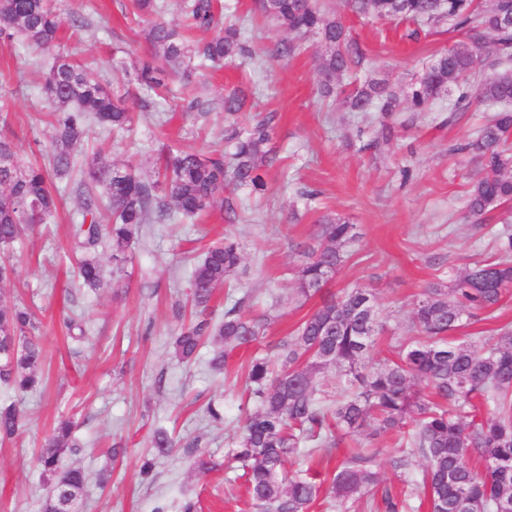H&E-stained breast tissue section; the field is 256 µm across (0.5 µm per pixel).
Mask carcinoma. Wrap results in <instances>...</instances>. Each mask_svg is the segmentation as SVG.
Listing matches in <instances>:
<instances>
[{"label": "carcinoma", "instance_id": "1", "mask_svg": "<svg viewBox=\"0 0 512 512\" xmlns=\"http://www.w3.org/2000/svg\"><path fill=\"white\" fill-rule=\"evenodd\" d=\"M132 12L148 21L146 40L151 54L141 63L140 81L165 97L171 93L167 73L187 88L195 66L232 62L245 52L241 27L217 17L215 0H181L180 25L158 19L160 0H130ZM358 17L375 22L398 20L414 29L411 35L443 23L465 31L463 42L435 53L423 72L397 92L385 78L363 82L354 75L366 52L352 39L342 18L317 0H257L261 15L277 28L313 39L318 49L320 93L343 100L347 111L367 120L381 118L378 136L367 148L381 152L393 135L387 120L402 118L408 126L415 114L436 100L452 97L448 124L459 121L476 100L494 107L477 134L452 153H465L476 170L468 182L466 218L482 224L499 206L512 204V0H346ZM66 25L57 0H0V42L21 37L51 61L43 70L40 92L52 105L48 113L53 152L49 164L20 165L9 133L8 108L0 106V249L9 250L35 224L48 223L57 212L60 187L53 182L80 170L84 189L82 220L74 225L84 251L79 265L80 287L93 292L118 288L125 275L129 250L143 226L164 221L193 220L220 201L228 216L236 214L233 193L267 190L266 170L278 163L270 146L276 114L268 112L250 126L239 117L248 95L235 89L224 95V156L171 146L145 178L132 164L117 166L96 153L77 165L81 142L92 125L114 131L131 128L133 112L124 96L90 78L87 68L65 51L60 31ZM213 31L204 42L188 33ZM492 76L481 75L484 68ZM186 112L200 116L213 102L187 91L180 97ZM313 243L301 246L296 294L307 300L321 295L320 306L305 316L292 335L277 345L276 363L256 356L248 370L256 411L245 416L232 459L242 464L253 512H310L321 486L302 476L284 473L287 457L318 448L327 453L346 437L375 439L399 434V449L391 465L405 479L401 497L384 492L385 512H406L421 495L431 512H512V326L491 336L451 334L464 327L463 318L494 312L512 292V229L500 235L497 256L480 259L457 273L451 284L435 282L414 300L409 326L393 345V357L373 362L377 336L385 329L372 293L346 288L324 294L328 272L346 263L354 242V226L338 215L316 221ZM106 244L110 274L96 257ZM242 262L238 242L229 233L209 246L191 276L195 316L173 340V352L192 361L207 343L213 345L209 364L222 370L230 352L262 338L267 317L243 314V299L224 309L218 323L206 317L216 289L224 287ZM34 312L16 304L0 305V384L17 395L38 390L43 381V347L34 335ZM333 374L342 384L339 399L330 402L320 379ZM15 401L0 403V439L10 440L21 426ZM75 424L61 420L39 457L51 494L42 512H80L87 475L64 464L76 452ZM156 456L176 447L174 438L157 429L150 440ZM359 450L331 481L325 499L343 507L365 501L373 508L378 484L379 450L356 442ZM424 464L412 469L413 458Z\"/></svg>", "mask_w": 512, "mask_h": 512}]
</instances>
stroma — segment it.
<instances>
[{
    "label": "stroma",
    "instance_id": "obj_1",
    "mask_svg": "<svg viewBox=\"0 0 512 512\" xmlns=\"http://www.w3.org/2000/svg\"><path fill=\"white\" fill-rule=\"evenodd\" d=\"M220 2L244 17L248 51L235 63L202 72L199 86L216 101L232 89L255 88L254 107L242 124L257 113H277L271 145L280 160L267 172L268 190L261 196L239 190L231 224L217 204L194 221L146 225L115 292L78 287L73 226L81 220L82 201L75 191L63 193L51 223L0 253V262L15 268L0 302L33 309L46 378L43 389L18 397L24 426L14 440L0 443V512H42L48 488L38 457L62 417L76 422L80 443L68 463L91 476L104 468L111 472L107 487L88 482L82 512H181L189 499L200 512H251L241 470L231 458L242 420L255 409L248 365L254 356L274 355L277 344L321 303L317 296L302 302L293 297L297 246L310 241L315 220L337 214L356 226L350 258L328 289L373 290L387 328L376 346L378 363L388 358L391 337L402 335L422 287L449 282L474 260L497 254L499 233L512 227V210L493 211L481 225L463 219L471 166L467 156L449 153L448 145L474 134L487 117L482 107H472L448 129L440 125L448 103L439 101L412 128L396 131L384 152L368 150L374 124L358 122L339 99L321 97L313 48L279 58L276 48L287 34L254 15V0ZM323 5L343 13L351 36L366 48L362 77L388 78L399 90L434 52L466 38L441 26L411 41L403 27L371 25L346 13L344 0ZM62 8L82 22L65 29L64 44L92 79L125 94L135 113L127 133L92 129L84 155L101 145L109 161L150 167L171 145L223 150V110L214 109L203 123L183 115L179 100L160 101L138 83L136 72L149 52L147 24L131 15L129 0H62ZM39 60L22 40L0 47V96L10 98V129L24 163L51 152ZM309 193L316 196L310 203ZM228 230L244 261L230 287L217 290L210 318L222 320L225 307L245 297L246 315L266 312L276 321L261 344L233 351L219 374L209 366V348L185 364L174 357L171 342L183 325L181 306L194 264ZM68 289L73 295L67 302ZM74 314L86 325L79 342L60 325ZM211 405L223 408V421H211ZM158 428L179 444L155 457L153 477L145 480L141 459ZM113 447L121 453L112 459ZM202 454L217 462L216 470L198 472L194 463Z\"/></svg>",
    "mask_w": 512,
    "mask_h": 512
}]
</instances>
